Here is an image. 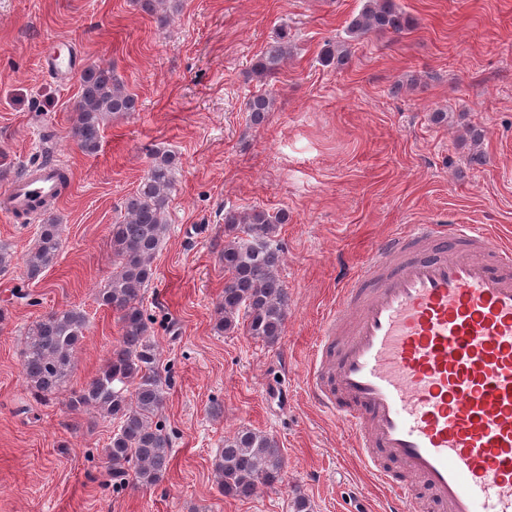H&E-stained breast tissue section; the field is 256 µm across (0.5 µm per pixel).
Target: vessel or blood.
<instances>
[{
    "instance_id": "obj_1",
    "label": "vessel or blood",
    "mask_w": 512,
    "mask_h": 512,
    "mask_svg": "<svg viewBox=\"0 0 512 512\" xmlns=\"http://www.w3.org/2000/svg\"><path fill=\"white\" fill-rule=\"evenodd\" d=\"M55 190L46 168L6 195ZM306 385L394 490L391 512H512V248L470 224L387 234L337 291Z\"/></svg>"
}]
</instances>
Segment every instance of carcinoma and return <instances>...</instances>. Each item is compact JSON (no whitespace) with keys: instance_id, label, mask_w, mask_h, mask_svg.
Returning a JSON list of instances; mask_svg holds the SVG:
<instances>
[{"instance_id":"obj_1","label":"carcinoma","mask_w":512,"mask_h":512,"mask_svg":"<svg viewBox=\"0 0 512 512\" xmlns=\"http://www.w3.org/2000/svg\"><path fill=\"white\" fill-rule=\"evenodd\" d=\"M410 25L395 0H365L348 22L345 33L356 41L371 33L400 34ZM290 53L288 32L256 55L251 72L261 80L276 77ZM319 60L343 67L351 60L349 41L328 42ZM275 95L264 90L248 98L245 108L255 125L272 110ZM137 111V99L112 73L87 67L80 77V94L72 106L70 134L82 151L95 153L106 122ZM179 158L169 151L152 154L147 173L124 202L123 220L112 225L113 270L97 300L118 315L121 341L98 373L79 389L69 387L73 360L85 336L87 319L77 307L53 311L28 329L22 370L35 396L65 395L75 412L96 410L118 421L107 455L112 477L122 479L128 468L142 487L161 481L168 470L172 441L156 421L166 402V388L157 370V352L143 310V297L154 276L153 263L169 231L166 208ZM288 213L264 209L224 210V295L215 308V327L233 332L245 327L249 336L271 344L281 336L287 317L288 291L278 276L281 249L275 241L277 225ZM61 228L54 219L41 225L37 244L23 259L27 278L36 279L57 263ZM284 456L278 441L267 434L241 429L224 439L214 460L222 493L249 498L262 487L282 480Z\"/></svg>"}]
</instances>
